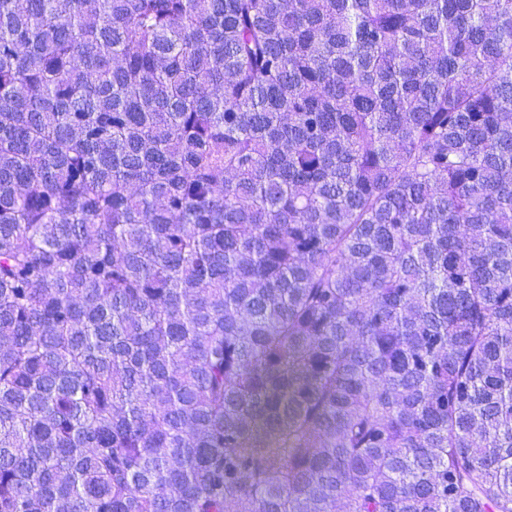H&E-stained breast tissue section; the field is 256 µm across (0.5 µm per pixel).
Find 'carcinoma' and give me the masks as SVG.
I'll use <instances>...</instances> for the list:
<instances>
[{"label":"carcinoma","instance_id":"1","mask_svg":"<svg viewBox=\"0 0 512 512\" xmlns=\"http://www.w3.org/2000/svg\"><path fill=\"white\" fill-rule=\"evenodd\" d=\"M0 512H512V0H0Z\"/></svg>","mask_w":512,"mask_h":512}]
</instances>
